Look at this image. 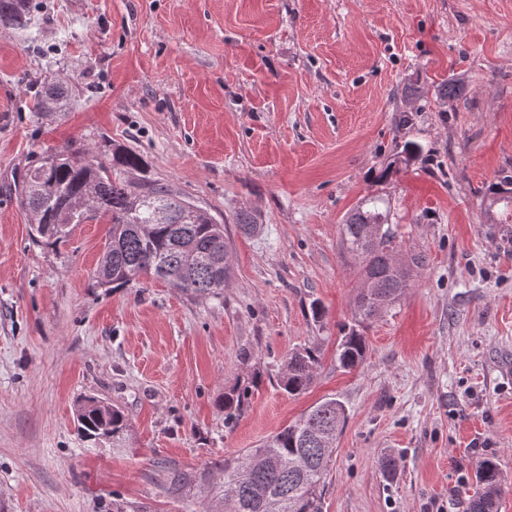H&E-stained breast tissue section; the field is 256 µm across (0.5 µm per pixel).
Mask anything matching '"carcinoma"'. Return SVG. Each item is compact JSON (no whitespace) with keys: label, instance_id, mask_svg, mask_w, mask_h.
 <instances>
[{"label":"carcinoma","instance_id":"cac0c4a2","mask_svg":"<svg viewBox=\"0 0 512 512\" xmlns=\"http://www.w3.org/2000/svg\"><path fill=\"white\" fill-rule=\"evenodd\" d=\"M0 23L28 31L32 17L24 0H0ZM36 105L45 112L59 108L71 95L61 85L29 80ZM28 169L22 181L21 204L31 216L32 242L64 241L75 223L72 204L88 203L89 219L109 225L107 246L94 273L96 286L106 291L124 288L141 278L166 282L199 299L224 290L232 272L229 240L224 225L188 200L172 195L153 180L134 183L127 175L142 165L131 151L66 146ZM380 200L357 206L342 228V246L357 264L360 286L354 298L355 317L363 323L379 316L414 284L425 256L401 251L389 224V210ZM368 342L352 328L336 346V363L346 371L360 367ZM319 364L310 348L293 351L279 378L290 396L304 393ZM245 392L224 393V423L232 424L243 411ZM76 418L87 441L115 439L127 427L124 414L95 398L81 400ZM346 409L327 398L268 437L258 448L228 459L222 465L224 480L210 486V499L201 512H322L320 486L332 461V451ZM167 478L163 490L174 495L191 476L162 466ZM478 491L468 502V512H498L501 478L494 459L484 460L476 476Z\"/></svg>","mask_w":512,"mask_h":512}]
</instances>
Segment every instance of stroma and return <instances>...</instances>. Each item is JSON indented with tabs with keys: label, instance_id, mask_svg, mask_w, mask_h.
<instances>
[{
	"label": "stroma",
	"instance_id": "35a3bbf8",
	"mask_svg": "<svg viewBox=\"0 0 512 512\" xmlns=\"http://www.w3.org/2000/svg\"><path fill=\"white\" fill-rule=\"evenodd\" d=\"M0 24V512H199L163 466L211 469L315 403L347 419L323 512H466L496 459L512 512V0H28ZM71 86L40 112L31 76ZM457 97H440L443 85ZM421 154L379 174L406 143ZM77 144L131 150L145 178L224 224L233 273L197 299L159 280L111 292L108 227L36 246L21 178ZM384 198L415 284L365 324V362L336 365L354 325L342 224ZM252 213L261 230L243 234ZM323 310L314 319L313 305ZM309 389L277 380L293 350ZM247 389L225 426L224 392ZM119 407L122 441L85 447L75 407ZM0 23L29 31L32 17L25 8L24 0H0ZM319 364L317 354L310 348L293 351L279 378V387L289 396L304 393L312 381Z\"/></svg>",
	"mask_w": 512,
	"mask_h": 512
}]
</instances>
